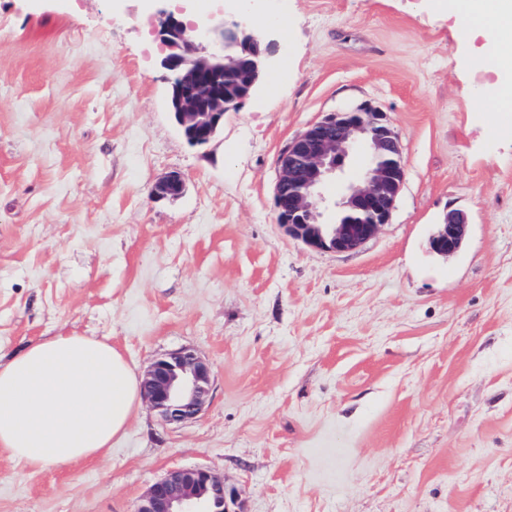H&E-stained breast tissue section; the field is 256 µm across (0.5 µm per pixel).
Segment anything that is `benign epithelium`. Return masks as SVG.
<instances>
[{
    "label": "benign epithelium",
    "instance_id": "7a95c632",
    "mask_svg": "<svg viewBox=\"0 0 512 512\" xmlns=\"http://www.w3.org/2000/svg\"><path fill=\"white\" fill-rule=\"evenodd\" d=\"M156 33L173 52L161 60L166 71L168 108L192 146H206L224 125V114L238 109L263 80L274 44L236 17L220 27L188 25L164 8L157 10ZM203 41H215L221 51L197 55ZM241 69L244 78L232 90L215 89L206 102L200 90L206 79ZM360 151L365 166L336 201L337 210L361 213L356 222L328 224L323 220L321 188L343 172L350 154ZM274 188L276 223L291 237L316 250L349 252L361 248L389 223L405 179L398 134L386 113L371 104L333 112L297 135L277 158ZM184 190L180 173L172 172L151 190L155 199L177 197ZM468 222L456 210L446 213L429 238L431 252L450 256L465 240ZM213 367L190 346L160 354L144 370L145 402L169 425L197 419L210 397ZM227 497L224 479L204 467H176L152 482L140 496L135 512H243Z\"/></svg>",
    "mask_w": 512,
    "mask_h": 512
}]
</instances>
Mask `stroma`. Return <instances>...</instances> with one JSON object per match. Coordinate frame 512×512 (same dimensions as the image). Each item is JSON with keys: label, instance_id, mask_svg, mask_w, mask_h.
Returning a JSON list of instances; mask_svg holds the SVG:
<instances>
[{"label": "stroma", "instance_id": "obj_1", "mask_svg": "<svg viewBox=\"0 0 512 512\" xmlns=\"http://www.w3.org/2000/svg\"><path fill=\"white\" fill-rule=\"evenodd\" d=\"M436 2L255 0L270 67L198 148L156 0H0V361L78 335L139 373L183 346L213 366L192 422L141 405L65 466L0 449V512H134L182 466L244 512H512V112ZM364 103L403 147L390 222L309 248L275 221L276 159ZM172 171L183 194L152 199ZM451 209L468 228L444 258ZM467 227V218L463 213L448 210L443 223L436 224L429 238L431 252L440 256H450L458 252L464 243Z\"/></svg>", "mask_w": 512, "mask_h": 512}]
</instances>
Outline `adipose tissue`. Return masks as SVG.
I'll use <instances>...</instances> for the list:
<instances>
[{
  "mask_svg": "<svg viewBox=\"0 0 512 512\" xmlns=\"http://www.w3.org/2000/svg\"><path fill=\"white\" fill-rule=\"evenodd\" d=\"M456 35L486 39L482 55L502 84L512 83V0H439ZM141 398L121 352L106 341L56 336L0 365V447L15 463L67 465L106 454Z\"/></svg>",
  "mask_w": 512,
  "mask_h": 512,
  "instance_id": "1",
  "label": "adipose tissue"
}]
</instances>
